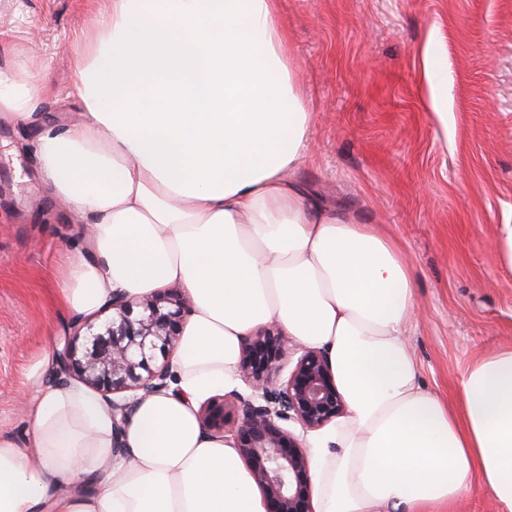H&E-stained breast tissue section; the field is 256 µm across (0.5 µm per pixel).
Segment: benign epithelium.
<instances>
[{
	"label": "benign epithelium",
	"mask_w": 512,
	"mask_h": 512,
	"mask_svg": "<svg viewBox=\"0 0 512 512\" xmlns=\"http://www.w3.org/2000/svg\"><path fill=\"white\" fill-rule=\"evenodd\" d=\"M107 310L109 316L84 324L57 352L55 378L75 375L100 392L119 430L138 400L169 386V362H157V354L179 343L189 306L174 287L137 302L116 295ZM240 379L247 394L233 390L200 405L204 429L221 436L232 426L234 448L268 512H313L309 449L290 425L317 431L346 412L328 357L267 325L246 338Z\"/></svg>",
	"instance_id": "1"
}]
</instances>
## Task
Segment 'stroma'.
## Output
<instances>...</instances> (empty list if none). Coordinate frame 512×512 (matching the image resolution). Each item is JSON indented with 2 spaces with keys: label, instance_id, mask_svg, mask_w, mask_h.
Instances as JSON below:
<instances>
[{
  "label": "stroma",
  "instance_id": "obj_1",
  "mask_svg": "<svg viewBox=\"0 0 512 512\" xmlns=\"http://www.w3.org/2000/svg\"><path fill=\"white\" fill-rule=\"evenodd\" d=\"M111 0H0V70L37 51L56 83L34 120L0 117V434L24 443L26 382L82 324L58 286L85 227L37 173L36 130L78 111L61 87L75 38ZM311 113L296 182L330 209L380 225L416 273L409 343L421 381L448 404L479 356L512 347V0H279ZM442 73L432 102L420 51ZM444 106L437 114L436 106Z\"/></svg>",
  "mask_w": 512,
  "mask_h": 512
}]
</instances>
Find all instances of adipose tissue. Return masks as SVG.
<instances>
[{
	"instance_id": "1",
	"label": "adipose tissue",
	"mask_w": 512,
	"mask_h": 512,
	"mask_svg": "<svg viewBox=\"0 0 512 512\" xmlns=\"http://www.w3.org/2000/svg\"><path fill=\"white\" fill-rule=\"evenodd\" d=\"M297 81L278 0H112L76 42L81 109L36 147L89 223L62 297L82 314L174 285L191 310L169 387L123 431L87 387L33 386L26 447L0 436V512H265L198 405L239 386L268 324L326 353L347 404L308 441L316 512H449L479 489L512 512V348L465 369L458 407L424 388L400 245L292 177L311 136ZM46 90L0 70V114L29 119Z\"/></svg>"
}]
</instances>
